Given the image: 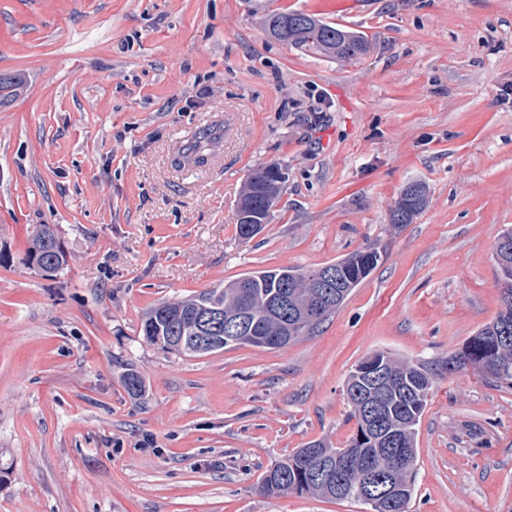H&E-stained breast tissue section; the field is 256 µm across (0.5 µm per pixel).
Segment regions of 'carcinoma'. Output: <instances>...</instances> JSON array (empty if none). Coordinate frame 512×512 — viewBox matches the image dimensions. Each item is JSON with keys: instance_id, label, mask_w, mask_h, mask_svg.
I'll use <instances>...</instances> for the list:
<instances>
[{"instance_id": "obj_1", "label": "carcinoma", "mask_w": 512, "mask_h": 512, "mask_svg": "<svg viewBox=\"0 0 512 512\" xmlns=\"http://www.w3.org/2000/svg\"><path fill=\"white\" fill-rule=\"evenodd\" d=\"M267 35L275 40L286 42L305 50H312L329 58L341 60L358 59L369 51L367 40L360 33L338 24L323 22L303 12H278L269 15L264 21ZM283 166L274 163L254 171L246 180L236 204L237 233L248 240L260 233L263 225L260 221L268 217V212L279 202L282 185L277 174ZM428 190L425 184L414 182L401 192L394 208L391 210V223L411 224L425 208ZM378 256L371 249L356 251L334 263L339 278L353 281L358 286L364 279L361 268L369 257ZM27 264L46 268L45 274L58 271L65 262L64 251L57 240L55 230L49 224H42L35 236L32 249L26 256ZM298 277L288 287V269L277 268L255 272L232 281L223 288H212L189 298L174 301H162L154 305L144 317L142 331L146 339L168 353L184 356H199L196 337L201 335L199 316L212 307L227 311L242 307L258 315L257 335L277 336L281 331L280 320L264 316L265 309L271 301L288 294V311L296 316L305 314L312 306L314 295L320 289L311 287L306 276L309 269L296 270ZM333 299L329 308L314 318L303 320L294 328L291 340L308 335L325 322L335 310L339 309L348 295L349 288H332ZM494 351L500 364V370L493 380L512 385V318L505 321L502 315L480 329L466 345V351L450 358L455 366H471L478 373H483L479 361L484 352ZM375 361L394 372L397 383L389 391L388 403L389 427L393 428L400 439V447L409 456V464L393 474L392 480L401 489L400 499L387 512H408L407 505L414 493L416 481V435L417 426L427 405L429 391L432 388L431 369L423 363L400 360L385 352L372 354ZM363 364L359 363L351 371L347 381L346 392L352 407V416L357 421V432L345 448H332L323 441H313L305 448H299L274 464L273 472H265L258 488L263 495H279L292 491L294 484H299L297 494H314L335 499L336 479L319 480L309 478L307 449L315 448L319 454L333 459L349 452L366 458L372 456L376 449L382 447L384 439L372 435L365 428L366 416L360 407L354 391L361 390L365 376L361 374ZM341 480L347 483L343 500L361 501L353 487L354 475L343 474Z\"/></svg>"}]
</instances>
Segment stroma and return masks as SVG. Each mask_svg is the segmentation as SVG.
<instances>
[{
    "label": "stroma",
    "mask_w": 512,
    "mask_h": 512,
    "mask_svg": "<svg viewBox=\"0 0 512 512\" xmlns=\"http://www.w3.org/2000/svg\"><path fill=\"white\" fill-rule=\"evenodd\" d=\"M282 11L370 50L273 40ZM0 73V512H370L258 484L308 442L349 444L363 359L444 361L498 314L512 0H0ZM206 129L218 151L176 166ZM273 163L281 197L243 240L236 200ZM413 181L424 210L391 223ZM42 224L66 255L50 277L26 262ZM366 248L376 268L284 348L189 357L141 331L159 302ZM416 448L408 512H512L511 385L439 373ZM267 35L275 40L323 56L358 59L369 51L367 40L351 28L323 22L303 12H278L264 21Z\"/></svg>",
    "instance_id": "stroma-1"
}]
</instances>
